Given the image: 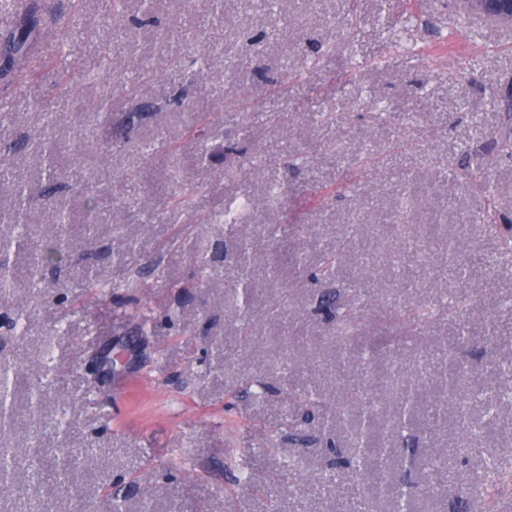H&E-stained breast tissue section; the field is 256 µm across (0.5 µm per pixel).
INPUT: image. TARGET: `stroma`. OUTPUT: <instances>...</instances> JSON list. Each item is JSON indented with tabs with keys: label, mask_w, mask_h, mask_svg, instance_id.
I'll return each mask as SVG.
<instances>
[{
	"label": "stroma",
	"mask_w": 512,
	"mask_h": 512,
	"mask_svg": "<svg viewBox=\"0 0 512 512\" xmlns=\"http://www.w3.org/2000/svg\"><path fill=\"white\" fill-rule=\"evenodd\" d=\"M62 18L76 17L69 40L76 58L104 57L93 86L78 71L77 92L60 95L51 60V29L40 34L27 76L0 77V136L17 147L0 165L13 169L29 195L33 241L65 233L72 260L29 279L27 252L11 256L16 278L0 294V364L12 363V422L0 447L17 464L13 496L0 512H266L261 485L297 464L299 481L283 485L282 502L315 501L317 512H351L323 487L363 486L369 477L333 463L349 453L346 421L305 417L285 397L291 384L316 386L325 403L353 394L352 367L336 366V316L322 301L350 304V319L377 350V371L428 370L440 379L439 355L461 329L475 335L460 363L498 391L512 366V151L499 146L507 124L499 107L512 93V27L463 14L459 0H279L272 9L239 0H152L155 22L138 28L142 0H126L127 24L111 29L106 0H41ZM210 68L193 85L194 59ZM40 101L44 110L33 109ZM99 101L108 116L92 112ZM384 112L383 123L369 114ZM292 120L279 128V113ZM332 112L334 125L313 120ZM141 115L139 137L113 147L117 127ZM51 141L61 176L57 198L70 222L58 228L44 195L43 143ZM209 154L199 160L198 143ZM148 149H141V142ZM82 161L73 164V147ZM271 167L281 204H263L253 169ZM180 180H172L173 172ZM190 191L191 206L173 199ZM105 211L88 228L85 199ZM251 199L244 224L208 223L226 197ZM412 197L402 212V197ZM343 269L361 282L318 279L327 253L346 237ZM459 250L444 262L447 242ZM249 245L255 274L249 303L251 345H240L237 299L240 245ZM417 245L437 274L402 288V249ZM304 248L305 270L294 256ZM208 267L199 271L198 255ZM93 269L104 290L91 288ZM365 303H358V296ZM467 302L426 322H408L416 302ZM287 298V310L263 309ZM23 311L26 333L12 323ZM408 335L386 348L385 336ZM51 381L38 410L31 391L44 352ZM256 386L245 385V378ZM496 429L477 436L467 463L421 469L419 459L448 448L454 427L430 430L417 421V463L396 460V472L442 497L418 496L419 512H512V393L498 400ZM44 450L43 478L31 484L33 445ZM86 455L73 484L60 485V449ZM250 479H242V471ZM479 483L460 507L449 477Z\"/></svg>",
	"instance_id": "stroma-1"
}]
</instances>
